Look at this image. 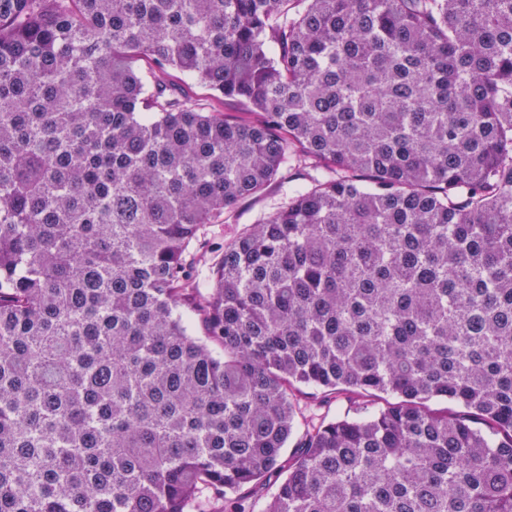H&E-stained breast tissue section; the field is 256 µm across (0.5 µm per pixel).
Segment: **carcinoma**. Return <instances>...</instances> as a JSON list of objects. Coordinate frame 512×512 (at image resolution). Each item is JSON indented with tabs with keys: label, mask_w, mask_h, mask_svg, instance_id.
Wrapping results in <instances>:
<instances>
[{
	"label": "carcinoma",
	"mask_w": 512,
	"mask_h": 512,
	"mask_svg": "<svg viewBox=\"0 0 512 512\" xmlns=\"http://www.w3.org/2000/svg\"><path fill=\"white\" fill-rule=\"evenodd\" d=\"M301 386L361 413L286 457ZM271 479L262 512H512V0H0V512ZM287 201L286 188L280 183V178L273 180L258 195L239 201L232 209L225 210L216 224L208 227L210 245L215 250L225 242L238 236L252 224H257L273 213L277 207Z\"/></svg>",
	"instance_id": "obj_1"
}]
</instances>
